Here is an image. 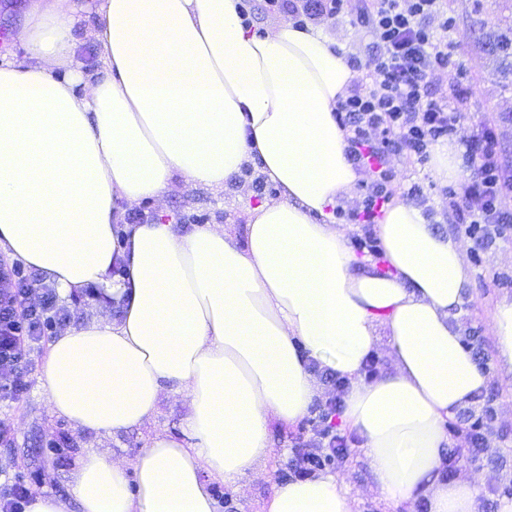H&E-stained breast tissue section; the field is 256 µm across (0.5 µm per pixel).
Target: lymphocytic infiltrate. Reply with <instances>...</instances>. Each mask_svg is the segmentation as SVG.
Here are the masks:
<instances>
[{
	"label": "lymphocytic infiltrate",
	"instance_id": "lymphocytic-infiltrate-1",
	"mask_svg": "<svg viewBox=\"0 0 512 512\" xmlns=\"http://www.w3.org/2000/svg\"><path fill=\"white\" fill-rule=\"evenodd\" d=\"M439 0H377L373 9L357 17L367 27L376 46L369 64L351 57L353 68H366L364 81L354 82L336 108V118L346 133L347 155L357 170L367 175L365 193L353 210L337 208V219L361 221L366 230L358 238L361 248L376 249L371 230L378 213L393 194V157L407 155L418 162L429 160L434 147L451 140L460 123L466 88L449 80L446 96L434 98L430 84L435 72L453 67L447 44L437 40L430 19ZM274 11L295 26L316 25L336 18L348 0H270ZM471 177L459 189L449 191L448 209L476 249L482 250L512 222V174L500 160L495 124L484 120L482 128L466 143ZM72 319L60 304L55 288L46 285L18 263H0V401L19 400L26 391L27 366L49 334L61 331ZM318 377L324 398L311 411L304 438L293 445L288 459V478L314 475L348 456L349 441L336 426L349 384L337 373L323 369ZM464 427L452 430L471 456L492 452L491 424L496 411L486 393L474 396Z\"/></svg>",
	"mask_w": 512,
	"mask_h": 512
}]
</instances>
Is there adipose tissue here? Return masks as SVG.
I'll return each instance as SVG.
<instances>
[{"label": "adipose tissue", "instance_id": "1", "mask_svg": "<svg viewBox=\"0 0 512 512\" xmlns=\"http://www.w3.org/2000/svg\"><path fill=\"white\" fill-rule=\"evenodd\" d=\"M239 3L102 0L93 37L106 75L87 86L67 67L77 7L34 0L24 60L0 62V252L63 294L95 284L126 304L53 340L51 410L114 435L142 425L167 387L190 397L195 445L156 435L129 469L87 451L70 492L80 512H216L212 482L257 470L270 421L307 414L313 361L348 379L342 422L363 438L384 500L480 512V479L437 480L446 420L487 385L454 324L463 251L396 198L376 226L378 258L355 255L329 212L361 178L336 121L356 78L348 55L319 26L256 33ZM249 162L278 197L248 207L245 242L124 221L173 178L220 189ZM382 331L390 367L363 379ZM264 512L353 507L343 481L320 473L275 488Z\"/></svg>", "mask_w": 512, "mask_h": 512}]
</instances>
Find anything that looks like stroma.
Masks as SVG:
<instances>
[{"mask_svg": "<svg viewBox=\"0 0 512 512\" xmlns=\"http://www.w3.org/2000/svg\"><path fill=\"white\" fill-rule=\"evenodd\" d=\"M28 0H0V61L22 58L24 51L17 38L18 21ZM361 0H351L352 13L325 22V30L347 53L368 61L372 37L368 29L357 23L354 11ZM451 19V29H444V19ZM436 37L447 43L452 59L462 71V81L469 90L467 110L452 143L463 147L484 117L496 121L500 155L504 165L512 169V58L502 59L493 47L498 31L512 28V0H443L441 14L432 22ZM395 170L396 196L423 209L430 223L452 234L464 254L469 271L467 301L460 317L462 335L472 337L487 359L488 393L494 398L497 419L493 424V454L474 463L462 464L459 478L482 476L484 488L480 512H501L512 502V365L499 353L490 323V314L505 300L512 299V286H500L496 275L512 274V225L503 238L488 249L474 253L472 240L458 231L448 211V186L436 178L430 163L397 157ZM275 186H267L262 197H277ZM252 189L227 185L215 190L195 187L182 179H174L160 201L147 200L140 209L148 215L167 210L177 230H191L209 224H221L233 234H243L247 216L246 203L257 201ZM47 353H40L28 376L30 385L19 402H0V421L10 429L8 442L0 443V483L13 477L40 475L39 493L67 499V489L74 456L86 448L106 453L111 458L133 466L141 448L154 433L188 442L184 423L190 413V400L185 393H165L159 412L143 426L114 437H97L73 428L53 415L41 383ZM300 424H270V444L260 474H248L234 483L216 482L214 497L228 496L229 507L217 512H262L263 503L280 486L279 472L287 461ZM67 436L72 440V453L57 459L49 447L51 439ZM329 473L343 481L353 500V512H416L414 503L400 506L385 502L375 489L370 470L358 447H351L348 458L329 466Z\"/></svg>", "mask_w": 512, "mask_h": 512, "instance_id": "35a3bbf8", "label": "stroma"}]
</instances>
